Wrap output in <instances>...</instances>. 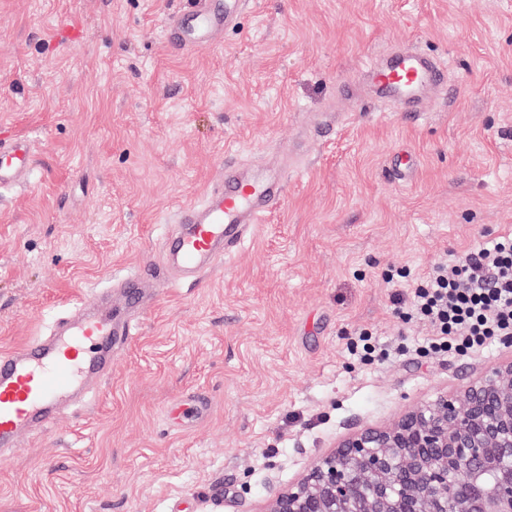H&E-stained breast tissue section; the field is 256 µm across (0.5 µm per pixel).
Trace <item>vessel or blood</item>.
<instances>
[{
    "mask_svg": "<svg viewBox=\"0 0 512 512\" xmlns=\"http://www.w3.org/2000/svg\"><path fill=\"white\" fill-rule=\"evenodd\" d=\"M248 4L190 0L187 9L165 20L169 51L185 54L213 43L237 25ZM366 76L381 99L410 100L439 86L443 67L436 58L406 48L393 52L390 63L371 65ZM34 164L26 138L0 139V188L25 185ZM286 188L282 170L225 164L222 181L203 202L177 211L184 230L168 243L169 254L185 274L199 276L283 201ZM132 334L126 313L81 309L62 318L53 335L1 353L0 455L11 452L22 433L49 425L64 406L82 399L90 384L107 377L113 349Z\"/></svg>",
    "mask_w": 512,
    "mask_h": 512,
    "instance_id": "1",
    "label": "vessel or blood"
}]
</instances>
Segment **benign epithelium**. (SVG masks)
<instances>
[{
    "label": "benign epithelium",
    "instance_id": "obj_1",
    "mask_svg": "<svg viewBox=\"0 0 512 512\" xmlns=\"http://www.w3.org/2000/svg\"><path fill=\"white\" fill-rule=\"evenodd\" d=\"M264 512H512V361L344 439Z\"/></svg>",
    "mask_w": 512,
    "mask_h": 512
}]
</instances>
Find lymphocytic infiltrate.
<instances>
[{"mask_svg":"<svg viewBox=\"0 0 512 512\" xmlns=\"http://www.w3.org/2000/svg\"><path fill=\"white\" fill-rule=\"evenodd\" d=\"M404 324L427 323L417 351L471 355L512 335V233L464 256L436 263L392 295Z\"/></svg>","mask_w":512,"mask_h":512,"instance_id":"lymphocytic-infiltrate-1","label":"lymphocytic infiltrate"}]
</instances>
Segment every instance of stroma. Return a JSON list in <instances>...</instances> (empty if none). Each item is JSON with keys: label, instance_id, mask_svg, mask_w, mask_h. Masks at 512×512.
<instances>
[{"label": "stroma", "instance_id": "35a3bbf8", "mask_svg": "<svg viewBox=\"0 0 512 512\" xmlns=\"http://www.w3.org/2000/svg\"><path fill=\"white\" fill-rule=\"evenodd\" d=\"M183 6L0 0V133L35 159L0 191V351L143 267L160 290L103 383L0 462V512H262L349 435L512 361L500 341L347 353L364 329L388 349L432 333L397 318L386 271L415 279L512 232V0H251L179 57L163 25ZM408 43L441 59L442 88L415 106L352 98ZM317 112L341 122L305 136ZM228 160L288 164L287 195L185 278L166 258L175 213Z\"/></svg>", "mask_w": 512, "mask_h": 512}]
</instances>
